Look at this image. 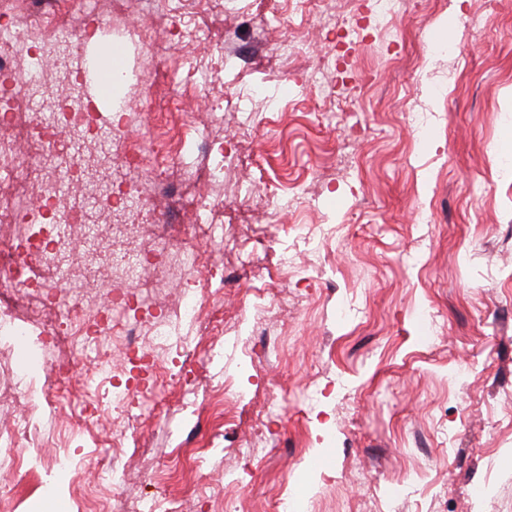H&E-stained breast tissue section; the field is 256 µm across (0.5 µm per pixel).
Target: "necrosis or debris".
<instances>
[{"mask_svg":"<svg viewBox=\"0 0 512 512\" xmlns=\"http://www.w3.org/2000/svg\"><path fill=\"white\" fill-rule=\"evenodd\" d=\"M21 3L39 17L52 20V27L18 26L15 16ZM69 12V0H0V167L9 171L8 180L0 183V222L29 224L40 218L50 224L48 230L0 242V341L11 343L25 333L15 312L4 307L6 292L33 290L41 299L42 309L60 313L59 322L45 328L43 345L49 348L59 337H67L73 354L91 360V380L103 387L106 405L126 410L133 404L135 391L112 382V344L122 340L133 361L139 360L140 349L128 339L124 325L113 322L112 310L128 307V296H116L112 308L98 309L87 317L74 296L61 292L60 286L77 250L90 263L111 258L114 274L133 283L140 282L144 271L168 256L173 249L172 234L151 223V208L130 170L147 167L159 184L164 177L156 157L141 142L131 140L126 126L121 125L112 130V164L106 180L90 189L112 216L111 238L81 236V229L92 221V212L83 202L62 206L61 182L77 181L96 161L89 147L98 129V117L85 94L81 71L70 64L71 56L81 54L83 46L74 42L62 23ZM20 47L29 59L23 72L14 64V52ZM48 63L68 86L67 96L56 107L59 119L53 123L23 122L15 88L21 84L30 94L50 96L40 76ZM40 181L46 187L37 203L17 209V199ZM132 226L141 232L137 251L113 256L112 237L124 236ZM179 261L188 274L184 318L194 322L205 310V297L212 286L226 285L227 278L223 268L207 263L201 248H183Z\"/></svg>","mask_w":512,"mask_h":512,"instance_id":"4bbe7bcc","label":"necrosis or debris"}]
</instances>
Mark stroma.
Instances as JSON below:
<instances>
[{
  "label": "stroma",
  "mask_w": 512,
  "mask_h": 512,
  "mask_svg": "<svg viewBox=\"0 0 512 512\" xmlns=\"http://www.w3.org/2000/svg\"><path fill=\"white\" fill-rule=\"evenodd\" d=\"M224 3L154 19L129 136L160 148L159 126L180 115L187 139L168 178L182 195L149 180L143 190L156 224L178 215L214 231L207 249L233 292L209 296L217 321L195 323L191 353L145 370L118 358L115 375L137 389L128 413L86 414L100 397L92 365L64 349L36 372L59 401L31 405L23 351L0 346V428L26 409L20 452L80 463L56 477L65 512H139L170 496L181 512H225L235 478L237 512H265L291 490L314 512H361L368 497L377 512H512V0H409L382 27L368 0L313 12L299 0H235L229 13ZM186 19L205 44L179 40ZM450 22L453 46H435ZM283 40L306 50L277 56ZM322 65L329 98L307 81ZM232 144L240 161L228 166ZM270 184L288 198L276 226ZM270 248L311 278L282 272L258 319L250 303ZM72 279L90 310L127 288L79 258ZM183 281L167 261L136 294L177 322ZM248 334L269 357L222 421L211 403L237 379L232 344ZM272 393L275 434L242 458L239 438ZM91 454L120 455L125 481L100 489L82 466ZM163 470L173 480L159 481ZM46 509L34 477L0 472V512Z\"/></svg>",
  "instance_id": "obj_1"
}]
</instances>
